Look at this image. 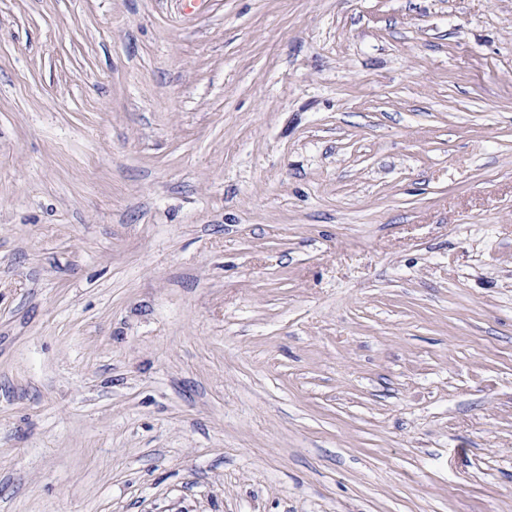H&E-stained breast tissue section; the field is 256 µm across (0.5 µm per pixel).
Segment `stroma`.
<instances>
[{
  "instance_id": "1",
  "label": "stroma",
  "mask_w": 512,
  "mask_h": 512,
  "mask_svg": "<svg viewBox=\"0 0 512 512\" xmlns=\"http://www.w3.org/2000/svg\"><path fill=\"white\" fill-rule=\"evenodd\" d=\"M0 512H512V0H0Z\"/></svg>"
}]
</instances>
